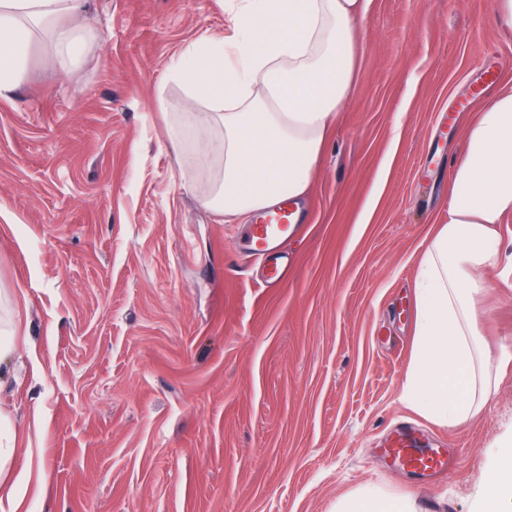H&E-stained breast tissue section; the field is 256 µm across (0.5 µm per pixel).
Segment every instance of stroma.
I'll return each mask as SVG.
<instances>
[{
	"label": "stroma",
	"mask_w": 512,
	"mask_h": 512,
	"mask_svg": "<svg viewBox=\"0 0 512 512\" xmlns=\"http://www.w3.org/2000/svg\"><path fill=\"white\" fill-rule=\"evenodd\" d=\"M237 2L87 0L79 61L34 40L0 99V320L14 329L0 448L18 512H336L369 485L417 512H479L512 444V367L456 427L415 413L401 385L417 263L487 71L512 81V35L490 0H373L288 280L265 289L245 225L204 203V107L169 77ZM487 281L480 339L496 355L512 349V279ZM405 427L457 468L423 482L393 467L384 450Z\"/></svg>",
	"instance_id": "1"
}]
</instances>
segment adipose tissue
<instances>
[{"label": "adipose tissue", "instance_id": "ef3b65f1", "mask_svg": "<svg viewBox=\"0 0 512 512\" xmlns=\"http://www.w3.org/2000/svg\"><path fill=\"white\" fill-rule=\"evenodd\" d=\"M372 0H240L229 38L196 45L174 61L171 79L205 104L198 154L221 176L206 206L225 222L248 223L303 196L332 123L353 88L357 24ZM85 0H0V98L22 76L36 33L73 63L84 30ZM447 222L434 225L417 266L415 326L403 399L420 415L450 427L471 419L491 389L493 364L479 340L473 302L484 272L504 253L499 230L512 215V88L476 108L466 148L449 174ZM338 512H416L411 498L368 487ZM479 512H512V448L488 478Z\"/></svg>", "mask_w": 512, "mask_h": 512}]
</instances>
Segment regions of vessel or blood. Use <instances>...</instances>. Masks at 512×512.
I'll list each match as a JSON object with an SVG mask.
<instances>
[{"label":"vessel or blood","instance_id":"obj_1","mask_svg":"<svg viewBox=\"0 0 512 512\" xmlns=\"http://www.w3.org/2000/svg\"><path fill=\"white\" fill-rule=\"evenodd\" d=\"M293 215L292 207L285 204L264 216L260 223L248 227L246 252L263 261L264 287H279L288 277V258L282 247L298 230ZM415 443V438L409 433H401L397 440L391 442L387 453L394 464L421 475L430 477L443 473L448 465L444 455L437 451H421Z\"/></svg>","mask_w":512,"mask_h":512}]
</instances>
